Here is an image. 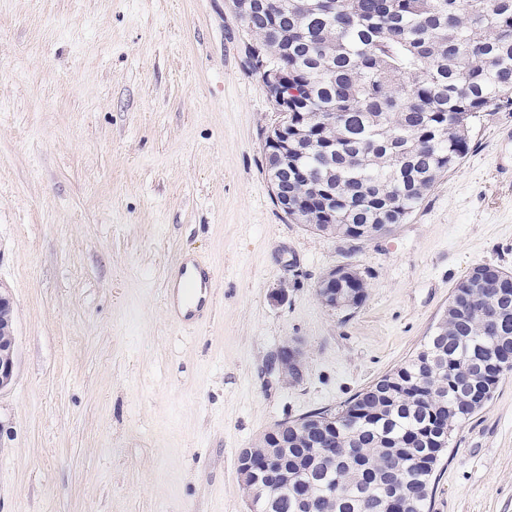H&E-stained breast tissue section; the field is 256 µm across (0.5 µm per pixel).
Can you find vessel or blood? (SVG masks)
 <instances>
[{"instance_id":"1","label":"vessel or blood","mask_w":512,"mask_h":512,"mask_svg":"<svg viewBox=\"0 0 512 512\" xmlns=\"http://www.w3.org/2000/svg\"><path fill=\"white\" fill-rule=\"evenodd\" d=\"M175 286L165 297V306L179 322L194 324L213 306L212 274L208 266L191 258L175 268Z\"/></svg>"}]
</instances>
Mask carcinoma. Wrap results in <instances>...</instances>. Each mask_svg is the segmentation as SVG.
Instances as JSON below:
<instances>
[{
	"label": "carcinoma",
	"instance_id": "carcinoma-1",
	"mask_svg": "<svg viewBox=\"0 0 512 512\" xmlns=\"http://www.w3.org/2000/svg\"><path fill=\"white\" fill-rule=\"evenodd\" d=\"M251 35L247 60L275 103L288 96L283 213L361 243L391 234L469 150L484 112L512 107V0H232ZM344 292L366 298L355 270ZM502 307L496 322L484 316ZM506 366L458 387L475 351ZM512 273L473 268L432 334L404 364L330 413L284 421L253 446L304 461L257 512H430L435 468L454 424L483 408L512 371Z\"/></svg>",
	"mask_w": 512,
	"mask_h": 512
}]
</instances>
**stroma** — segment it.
I'll use <instances>...</instances> for the list:
<instances>
[{
    "mask_svg": "<svg viewBox=\"0 0 512 512\" xmlns=\"http://www.w3.org/2000/svg\"><path fill=\"white\" fill-rule=\"evenodd\" d=\"M231 0H0V512H250L240 449L334 411L424 344L474 267L512 272V110L386 237L288 221L264 143L278 120ZM211 264L198 328L164 305L173 264ZM356 309L325 307L331 269ZM305 360L289 383L283 343ZM431 512H512V371L455 425ZM341 266L334 268L331 270L319 283L318 287H321L326 295V298L323 299V304L329 308H356L360 306L366 298V284L361 275L353 269L350 268L351 276H345L343 278V285L340 288H344L345 293H350L352 296L358 295L359 300L353 301L352 304L337 306L336 304V281L341 283V277L344 275V272L336 274V270L341 269ZM11 302L0 294V389L12 380L15 368L13 324L10 318ZM273 367L289 382H298L304 376L305 363L300 348L288 342L282 344L272 357ZM291 375V377L288 376Z\"/></svg>",
    "mask_w": 512,
    "mask_h": 512,
    "instance_id": "obj_1",
    "label": "stroma"
}]
</instances>
